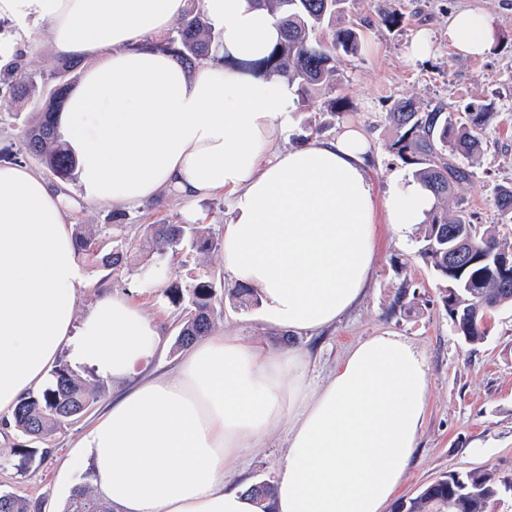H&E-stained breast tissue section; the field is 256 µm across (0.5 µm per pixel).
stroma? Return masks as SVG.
<instances>
[{
  "instance_id": "1",
  "label": "stroma",
  "mask_w": 512,
  "mask_h": 512,
  "mask_svg": "<svg viewBox=\"0 0 512 512\" xmlns=\"http://www.w3.org/2000/svg\"><path fill=\"white\" fill-rule=\"evenodd\" d=\"M381 6L401 12V23H381L377 16ZM462 9L482 12L497 29L496 44L482 57L460 56L448 44V17ZM353 21L361 24V50L340 66L330 92L331 97L342 98L340 110L295 105V124L280 140L279 149L308 137H331L342 124L354 123L371 140V177L383 191L392 174L413 175L412 166L392 148L395 131L390 114L397 101L411 100L420 109L438 103L451 113L470 103L486 105L491 117L480 133L474 175L457 187L447 206L452 210L464 206L480 232L512 241V227L500 224L494 205L495 186L512 183V0H347L336 24L342 27ZM421 32L430 37V53L421 60L410 59L408 47ZM42 104L37 97L0 100V158L19 148L22 131L35 121ZM231 200L227 192L201 199L164 192L127 209L124 225L101 242L103 252H123V266L115 271L84 256L78 259L84 286L76 301L77 317H84L103 293L122 294L141 285L134 299L160 326L166 340L165 349L145 370L169 373L182 355L175 345L182 315L165 290L174 282L187 287L204 279L217 293L214 329L234 330L267 351L289 347L303 351L305 382L312 392L322 387L349 344L383 331L396 333L423 354L429 378L426 424L399 496H414L451 471L480 468L512 475V304L493 311L484 343H464L438 298V277L418 255V230L399 240L384 227L361 302L317 335L283 338L281 331L256 321L254 309L239 308L228 298L226 290L235 279L224 268L221 249L187 248L171 255L151 236V226L159 220L181 225L192 221L222 234L230 219ZM403 288L416 293L417 309L399 307L396 297ZM119 391V385L105 383L103 396L89 412L41 440V447L51 451L43 461L30 462L17 455V447L29 445V438L0 424V491L38 502L40 512H63L74 487L93 488L90 468L68 465V453ZM290 427V420H283L260 447L246 454L239 471L227 475V483L274 482L287 460Z\"/></svg>"
}]
</instances>
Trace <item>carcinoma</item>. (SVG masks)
I'll list each match as a JSON object with an SVG mask.
<instances>
[{"instance_id":"obj_1","label":"carcinoma","mask_w":512,"mask_h":512,"mask_svg":"<svg viewBox=\"0 0 512 512\" xmlns=\"http://www.w3.org/2000/svg\"><path fill=\"white\" fill-rule=\"evenodd\" d=\"M277 19L284 32L283 41L263 60L249 63L259 73L275 72L295 84L296 92L308 106L336 84L341 56L360 50L358 24L336 27V15L346 0H259ZM218 41L206 15L197 11L184 16L181 25L155 42L145 44L164 51L184 68L192 70L215 61L212 46ZM79 62L60 64L48 76L29 70L19 55L0 67V100L25 98L47 91L38 121L22 134L21 148L11 161L27 157L39 159L53 177L65 182L75 174L77 160L58 131L55 114L63 105L72 85L71 73ZM489 113L485 107L469 105L453 117L438 104L421 111L409 101L399 102L392 119L396 140L392 147L405 163L416 166L414 176L436 200L450 196L454 188L470 179L473 159L480 151L479 133ZM494 203L500 223L512 224V184L494 188ZM107 224L88 230L76 225L75 243L79 253L105 266L119 268L123 253L99 255L97 237L111 232ZM154 235L174 249L185 241L208 250L214 245L209 228L181 224H156ZM419 255L445 283L440 299L448 311L455 331L467 344L483 342L489 333L492 310L512 303V266L494 265L497 259L512 258V242L493 234H479L463 210L438 209L423 225ZM471 243V250L459 260L449 259L451 248ZM168 299L185 307V318L176 338L179 348L191 345L210 332L214 310V286L198 280L184 290L176 283L166 289ZM239 306L252 304L253 290L242 284L229 289ZM100 385L81 379L66 365H58L51 382L42 390L22 397L14 410L13 427L32 439H43L83 416L97 400ZM512 491V477L492 470L473 469L452 472L425 486L415 496L399 499L394 512H489L491 504ZM0 512H32L30 502L14 492H0ZM64 512H112L103 499L83 486L73 488Z\"/></svg>"}]
</instances>
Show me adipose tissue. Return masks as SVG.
<instances>
[{
  "label": "adipose tissue",
  "instance_id": "obj_1",
  "mask_svg": "<svg viewBox=\"0 0 512 512\" xmlns=\"http://www.w3.org/2000/svg\"><path fill=\"white\" fill-rule=\"evenodd\" d=\"M186 0H0V62L44 24L55 54L90 59L58 115L79 161L80 193L51 188L25 166L0 165V413L43 388L59 353L73 370L120 382L165 347L161 329L128 297L109 294L76 319L83 285L70 219L76 201L133 208L166 190L188 198L227 191L224 267L260 296L268 327L311 334L366 294L379 225L405 235L434 205L420 182L393 177L377 192L370 143L347 125L287 150L296 88L249 61L281 39L258 0H201L219 35L218 61L184 69L141 48L166 33ZM483 13L448 19L461 56L487 52ZM306 362L220 331L195 342L176 375L137 384L71 451L90 462L115 512H261L225 475L289 415L288 459L270 512H385L427 413L423 356L384 331L356 343L309 394Z\"/></svg>",
  "mask_w": 512,
  "mask_h": 512
}]
</instances>
